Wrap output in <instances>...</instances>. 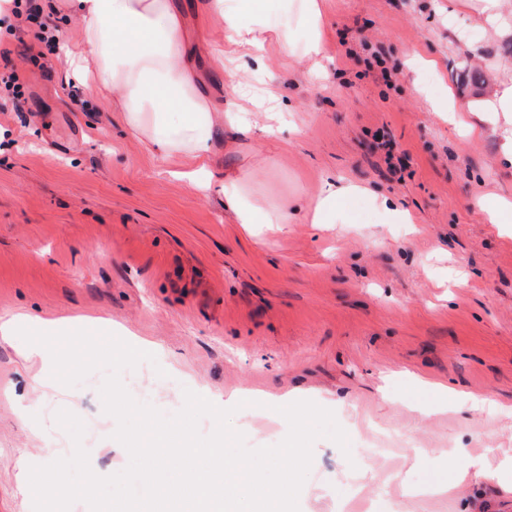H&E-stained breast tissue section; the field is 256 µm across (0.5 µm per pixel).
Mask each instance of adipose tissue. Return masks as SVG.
Returning a JSON list of instances; mask_svg holds the SVG:
<instances>
[{
    "label": "adipose tissue",
    "mask_w": 512,
    "mask_h": 512,
    "mask_svg": "<svg viewBox=\"0 0 512 512\" xmlns=\"http://www.w3.org/2000/svg\"><path fill=\"white\" fill-rule=\"evenodd\" d=\"M68 6L80 19L79 43L93 61L94 89L116 95L125 123L153 152L186 160V179L208 172L216 131L249 126L245 108L219 110L202 91L197 58L188 50L194 33L178 0H68ZM205 10L223 23L225 40L242 47L246 59L260 62L271 39L284 52L293 49L292 37L269 22L256 0H207ZM413 90L436 112L464 110L491 123L512 122V77L497 78L489 96L464 105L420 83ZM249 180L243 174L221 186L224 207L239 224H332L361 193L330 182L313 211L288 203L267 210L249 194Z\"/></svg>",
    "instance_id": "ef3b65f1"
}]
</instances>
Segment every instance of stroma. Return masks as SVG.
Listing matches in <instances>:
<instances>
[{"instance_id":"35a3bbf8","label":"stroma","mask_w":512,"mask_h":512,"mask_svg":"<svg viewBox=\"0 0 512 512\" xmlns=\"http://www.w3.org/2000/svg\"><path fill=\"white\" fill-rule=\"evenodd\" d=\"M47 2L64 43L48 51L20 21L8 45L32 91L0 113V316L78 317L151 348L159 367L132 396L168 416L201 385L255 392L231 418L251 448L285 438L278 409L295 398L332 410L350 447L403 434L370 459L316 440L299 512H512V472L498 469L512 460V230L481 210L512 202L500 161L512 124L471 115L464 134L412 90L418 78L475 99L489 71L512 75V37L477 26L472 0H323L313 62L295 0H262L294 55L269 44L253 83L288 120L274 136L257 124L218 133L215 174H250L259 199L304 207L325 180L355 184L413 221L380 223L358 198L346 224L243 225L221 192L179 179L183 159L148 150L111 97L75 80L79 21L67 0ZM29 350L0 338V512H33L21 465L72 454L58 410L84 421L95 473L129 463L103 411L104 371L66 387ZM470 395L492 404L472 409ZM465 455L485 473L427 495L455 483Z\"/></svg>"}]
</instances>
